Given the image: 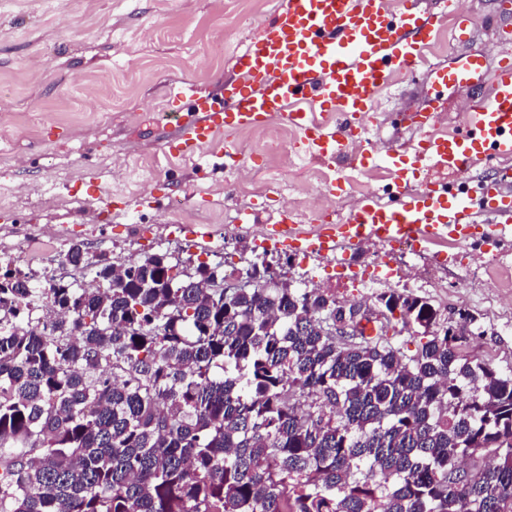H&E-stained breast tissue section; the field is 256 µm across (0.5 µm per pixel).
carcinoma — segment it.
Segmentation results:
<instances>
[{"label":"carcinoma","instance_id":"carcinoma-1","mask_svg":"<svg viewBox=\"0 0 512 512\" xmlns=\"http://www.w3.org/2000/svg\"><path fill=\"white\" fill-rule=\"evenodd\" d=\"M64 262L0 269V512H512V369L429 301L376 295L429 336L408 356L389 323L332 334L361 303L318 288Z\"/></svg>","mask_w":512,"mask_h":512}]
</instances>
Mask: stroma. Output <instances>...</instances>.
<instances>
[{
    "mask_svg": "<svg viewBox=\"0 0 512 512\" xmlns=\"http://www.w3.org/2000/svg\"><path fill=\"white\" fill-rule=\"evenodd\" d=\"M505 0H457L455 18H441L423 61L396 73L382 92L370 153L399 155L415 140L402 123L406 112H438L434 131L464 132L462 112L487 93L500 60L499 37L512 40ZM281 0H0V140L14 151L0 163V264L35 280L59 272L71 243L121 265L157 252L175 258L242 266L255 237L280 213L304 202L347 215L366 182L390 202L395 175L348 153L336 162L306 153L286 163L267 154L262 140L278 130L289 150L298 133L284 119L265 126L220 132L194 156H173L163 145L177 131L167 115L172 98L190 88L223 94L239 79L237 56ZM471 22L468 37L453 41V20ZM481 56L485 76L467 84H441L431 69ZM235 147L236 163L215 166L213 155ZM339 184L327 196L330 184ZM127 211L106 220L110 202ZM257 213L238 225L240 212ZM371 247L340 257L284 254L293 285L323 287L341 300L373 302L384 286H352L345 268L367 269ZM435 247L390 256L393 288L426 298L448 318L474 314L471 348L500 370L512 367V288L495 273L512 270V241L486 251L480 241L449 248L435 261Z\"/></svg>",
    "mask_w": 512,
    "mask_h": 512,
    "instance_id": "stroma-1",
    "label": "stroma"
}]
</instances>
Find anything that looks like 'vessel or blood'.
Here are the masks:
<instances>
[{"label":"vessel or blood","instance_id":"vessel-or-blood-1","mask_svg":"<svg viewBox=\"0 0 512 512\" xmlns=\"http://www.w3.org/2000/svg\"><path fill=\"white\" fill-rule=\"evenodd\" d=\"M435 19L412 0H282L276 18L237 56L242 82L227 90L225 100L200 96L185 113L180 99H173L172 111L183 119L179 137L164 149L192 156L220 131L281 117L302 133L306 151L335 160L343 143L363 146L362 125L375 116L377 91L394 71L422 61ZM481 70L475 56L433 74L445 84L461 83L479 78ZM330 111L342 113L344 122L326 120ZM436 119L433 112L409 118L421 136L409 148L406 165L395 169V204L368 195L336 221L308 227L276 221L267 225V238L321 256L367 242L422 248L477 237L494 249L511 241V181L480 184L486 218L479 222L470 212L468 190L431 178L430 172H468L489 152L512 156V57L501 62L493 95L466 105V134L451 139L429 134Z\"/></svg>","mask_w":512,"mask_h":512}]
</instances>
